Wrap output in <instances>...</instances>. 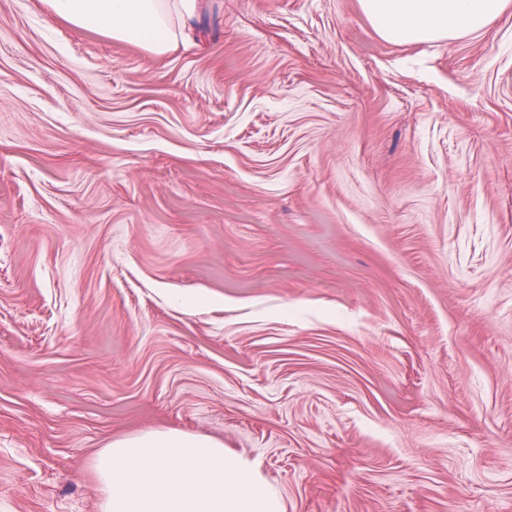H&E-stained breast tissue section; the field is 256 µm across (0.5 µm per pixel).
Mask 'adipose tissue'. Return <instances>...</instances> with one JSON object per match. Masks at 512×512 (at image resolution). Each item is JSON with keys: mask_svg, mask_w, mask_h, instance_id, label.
<instances>
[{"mask_svg": "<svg viewBox=\"0 0 512 512\" xmlns=\"http://www.w3.org/2000/svg\"><path fill=\"white\" fill-rule=\"evenodd\" d=\"M50 13L75 28L163 55L178 42L177 18L195 0H45ZM506 0H359L375 31L394 44L454 39L483 29Z\"/></svg>", "mask_w": 512, "mask_h": 512, "instance_id": "obj_1", "label": "adipose tissue"}]
</instances>
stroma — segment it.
<instances>
[{"label":"stroma","mask_w":512,"mask_h":512,"mask_svg":"<svg viewBox=\"0 0 512 512\" xmlns=\"http://www.w3.org/2000/svg\"><path fill=\"white\" fill-rule=\"evenodd\" d=\"M171 430L284 512H512V0H197L161 57L0 0V512ZM508 0H359L375 31L394 44L454 39L483 29Z\"/></svg>","instance_id":"1"}]
</instances>
